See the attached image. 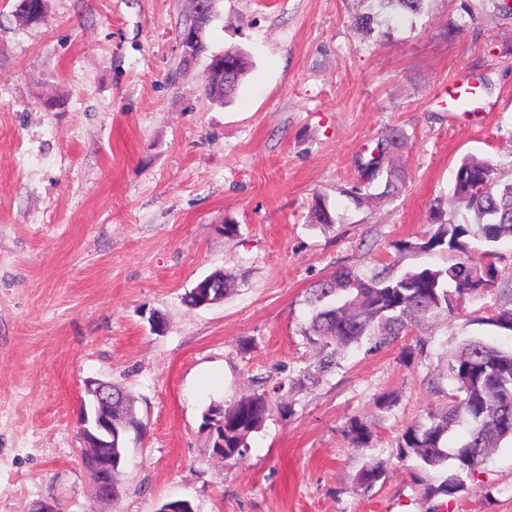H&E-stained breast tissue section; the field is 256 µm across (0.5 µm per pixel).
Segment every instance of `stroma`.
<instances>
[{
  "label": "stroma",
  "mask_w": 512,
  "mask_h": 512,
  "mask_svg": "<svg viewBox=\"0 0 512 512\" xmlns=\"http://www.w3.org/2000/svg\"><path fill=\"white\" fill-rule=\"evenodd\" d=\"M506 0H426L408 14L380 0H216L207 51L181 63L190 0H45L23 25L0 0V512L61 501L64 512H512V443L455 502L426 494L400 460L406 427L440 410L444 367L503 294L433 317L398 342L352 348L341 368L292 395L224 461L202 415L255 390L260 374L310 362L306 291L334 270L394 273L446 255L422 242L460 160L512 181V12ZM367 14L371 32L353 20ZM248 54L229 104L209 101V56ZM459 81L490 111L449 108ZM400 129L406 183L356 204L360 157ZM335 222H308L314 195ZM236 227L226 236L225 225ZM233 288L205 307L184 296L213 272ZM164 321L153 332L151 314ZM423 341L409 364L402 347ZM124 387L146 426L126 444L116 501L83 468V384ZM400 396L390 412L383 393ZM372 433L352 447L351 419ZM388 470L356 483L366 464Z\"/></svg>",
  "instance_id": "stroma-1"
}]
</instances>
